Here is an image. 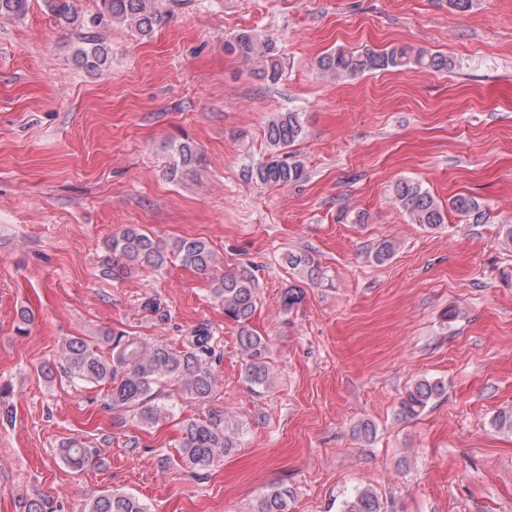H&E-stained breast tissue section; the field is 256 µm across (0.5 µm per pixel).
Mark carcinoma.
Segmentation results:
<instances>
[{
	"label": "carcinoma",
	"instance_id": "cac0c4a2",
	"mask_svg": "<svg viewBox=\"0 0 512 512\" xmlns=\"http://www.w3.org/2000/svg\"><path fill=\"white\" fill-rule=\"evenodd\" d=\"M44 6L61 27L80 24L72 0H43ZM104 12L91 23L107 18L122 23L140 36L151 34L167 19L157 0H102ZM29 0H0V17L20 18L26 14ZM224 50L245 62L258 66V74L268 84H276L283 75V61L275 41L251 30H243L224 43ZM75 63L89 71H100L109 62V50L96 37L84 38L75 49ZM320 73L334 78H354L378 70L411 71L424 68L433 72L456 67L449 56L424 49L413 50L404 45H391L383 50L366 48L361 52L338 50L322 55L316 62ZM305 135L302 113L277 112L265 130L268 155L246 167L247 180L261 186L274 187L305 179L306 167L295 152L289 150ZM199 161L198 151L190 142H182L175 150L172 171L187 168ZM395 201L412 223L430 229L446 223L445 209L423 184L402 179L393 187ZM448 209L462 215L471 224H483L488 215L480 202L469 195H456L448 200ZM107 257L103 274L123 280L141 268L162 270L168 262L179 261L199 274L215 281V297L224 305V317L239 326V342L246 355L244 380L249 389H266L270 385L272 364L268 338L251 327L258 305V289L253 276L214 274L215 254L207 241L187 237L168 247L141 228L130 224L105 242ZM288 268L303 279H313L315 261L306 253H288ZM304 288L290 284L284 288L280 303L289 312L302 303ZM209 328H196L179 348L167 344H149L123 330L106 331L93 340L72 336L61 348L66 374L79 381L107 388L105 407L130 413L141 424L151 427L170 415L165 387L176 385L185 395L198 402L208 400L217 389L218 377L212 369L215 348ZM441 380H420L411 387L401 402L404 413L415 416L445 392ZM181 438L176 446L177 461L194 470H206L238 447V433L224 422L221 414L181 421ZM66 463L81 470L99 456V450L78 440L61 447ZM292 495L288 486L275 484L258 500L256 512H289ZM85 512H149L147 505L133 494L109 491L93 500ZM340 512H382L376 493L365 489L343 501Z\"/></svg>",
	"mask_w": 512,
	"mask_h": 512
}]
</instances>
